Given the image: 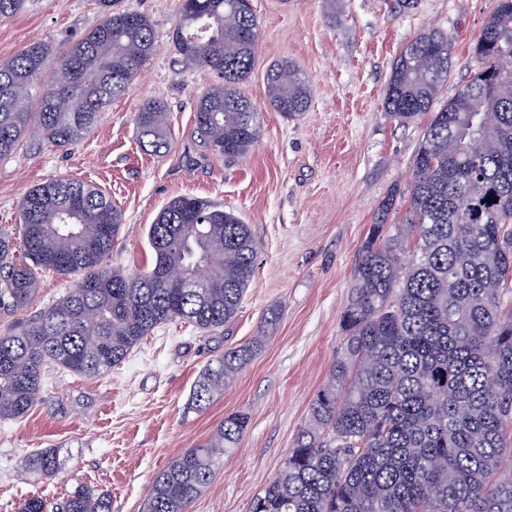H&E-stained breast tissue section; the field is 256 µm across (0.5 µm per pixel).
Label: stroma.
<instances>
[{
  "mask_svg": "<svg viewBox=\"0 0 512 512\" xmlns=\"http://www.w3.org/2000/svg\"><path fill=\"white\" fill-rule=\"evenodd\" d=\"M498 0H251L258 18L257 60L242 92L261 134L244 157L229 161L195 133L196 97L215 75L182 67L171 42L180 0H120L149 17L155 52L127 94L113 101L85 139L67 149L23 140L0 158V233L19 238L26 191L58 178L92 183L121 210L109 262L129 273L153 259L148 230L174 197L194 195L233 210L257 242L256 270L237 316L203 332L175 321L153 331L121 364L98 378L47 369L36 404L0 420V512L29 497L56 507L75 489L108 494L112 512H143L154 475L207 439L224 417L248 414L250 426L224 458L212 485L187 512H248L275 477L310 401L340 347V316L356 257L391 189L407 191L425 120L401 125L384 112L391 65L423 29L453 37L448 100L477 71L473 46ZM98 0H29L0 19V62L23 46L64 47L98 24ZM293 62L308 77L310 108L288 119L267 96L266 71ZM164 100L175 137L156 156L142 150L135 115ZM28 306L0 312V332L34 317L76 283L38 271ZM261 338L262 346L202 412L190 393L211 359ZM58 449L52 476L33 469L35 454Z\"/></svg>",
  "mask_w": 512,
  "mask_h": 512,
  "instance_id": "obj_1",
  "label": "stroma"
}]
</instances>
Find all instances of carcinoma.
Masks as SVG:
<instances>
[{
  "instance_id": "1",
  "label": "carcinoma",
  "mask_w": 512,
  "mask_h": 512,
  "mask_svg": "<svg viewBox=\"0 0 512 512\" xmlns=\"http://www.w3.org/2000/svg\"><path fill=\"white\" fill-rule=\"evenodd\" d=\"M99 4L103 20L60 51L50 81L47 43L0 63V158L31 135L78 143L151 59L150 19L114 0ZM172 41L184 66L220 78L197 99L200 142L226 159L245 156L260 135L258 113L240 92L256 63L249 0H181ZM452 49L448 34L424 30L392 63L386 115L400 124L429 116L406 219L386 223L390 193L355 262L327 382L248 512H512V68L502 66L512 60V0H498L480 33L482 67L436 110ZM267 88L287 119L310 106L309 81L290 61L268 70ZM135 123L145 151L170 150L162 101L142 104ZM480 125L493 135L472 156ZM20 216L19 242L0 237V309L27 306L39 269L79 281L0 333V420L30 410L47 367L98 377L166 323L224 327L254 277L250 225L199 197L177 196L159 211L149 229L152 264L135 275L107 264L122 218L101 190L72 179L39 184L24 195ZM14 249L22 261L8 260ZM171 269H189L208 287L181 288L164 277ZM259 347L257 337L206 364L195 410L224 395ZM248 426L245 413L224 417L157 472L145 512H186ZM32 467L56 473L58 451H41ZM61 512H111L110 497L78 489Z\"/></svg>"
}]
</instances>
